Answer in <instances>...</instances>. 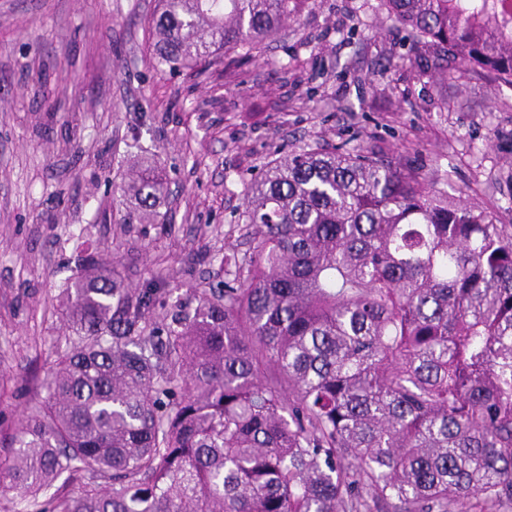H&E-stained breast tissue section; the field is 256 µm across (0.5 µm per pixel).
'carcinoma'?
Masks as SVG:
<instances>
[{
  "label": "carcinoma",
  "instance_id": "cac0c4a2",
  "mask_svg": "<svg viewBox=\"0 0 512 512\" xmlns=\"http://www.w3.org/2000/svg\"><path fill=\"white\" fill-rule=\"evenodd\" d=\"M434 75L512 86L508 0H382ZM308 0H160L154 54L202 75ZM156 220L168 186L126 183ZM250 254L168 311L81 253L67 336L0 495L34 512H500L512 505V224L399 155L293 152L247 189Z\"/></svg>",
  "mask_w": 512,
  "mask_h": 512
}]
</instances>
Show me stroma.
<instances>
[{
  "instance_id": "1",
  "label": "stroma",
  "mask_w": 512,
  "mask_h": 512,
  "mask_svg": "<svg viewBox=\"0 0 512 512\" xmlns=\"http://www.w3.org/2000/svg\"><path fill=\"white\" fill-rule=\"evenodd\" d=\"M380 0H319L209 78L153 52L156 0H0V424L21 420L62 334L78 246L128 287L220 288L249 248L247 185L309 148L400 153L435 188L512 224V89L416 64ZM153 164L142 224L120 187ZM126 187L121 190L123 193L130 191L138 198L143 218L155 221L158 217L155 210L156 203L168 194L165 179L156 174L151 167H145L129 176Z\"/></svg>"
}]
</instances>
